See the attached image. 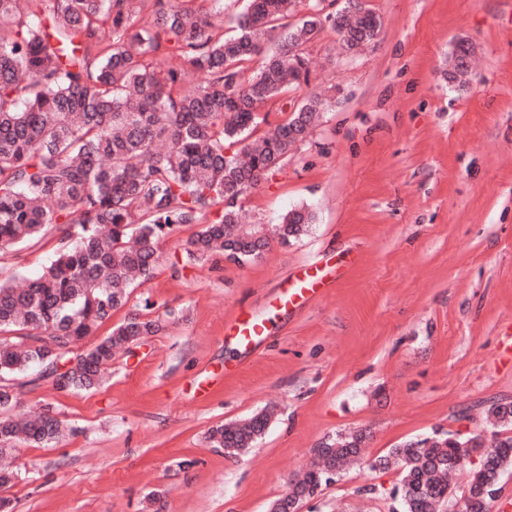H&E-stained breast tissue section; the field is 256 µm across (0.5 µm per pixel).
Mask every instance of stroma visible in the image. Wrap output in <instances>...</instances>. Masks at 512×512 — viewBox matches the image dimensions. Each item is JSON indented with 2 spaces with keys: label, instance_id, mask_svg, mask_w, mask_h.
Instances as JSON below:
<instances>
[{
  "label": "stroma",
  "instance_id": "35a3bbf8",
  "mask_svg": "<svg viewBox=\"0 0 512 512\" xmlns=\"http://www.w3.org/2000/svg\"><path fill=\"white\" fill-rule=\"evenodd\" d=\"M378 43L343 56L324 31L307 92L331 107L308 141L240 201L246 226L308 206L315 222L241 266L217 257L174 271L197 225L164 240L134 289L167 324L115 354L104 383L23 387L21 412L53 405L78 435L18 446L13 512H269L336 434L366 430L364 460L302 512H389L397 469L369 459L435 431L491 439L512 402V0H367ZM477 46L466 86L448 81L458 38ZM61 231L0 256V280L36 277ZM334 265L325 294L273 317L251 348L224 327L264 317L283 282ZM267 411L265 434L228 456L210 429Z\"/></svg>",
  "mask_w": 512,
  "mask_h": 512
}]
</instances>
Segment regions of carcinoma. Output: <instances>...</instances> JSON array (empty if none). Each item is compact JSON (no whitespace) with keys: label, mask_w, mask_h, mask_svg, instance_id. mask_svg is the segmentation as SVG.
Wrapping results in <instances>:
<instances>
[{"label":"carcinoma","mask_w":512,"mask_h":512,"mask_svg":"<svg viewBox=\"0 0 512 512\" xmlns=\"http://www.w3.org/2000/svg\"><path fill=\"white\" fill-rule=\"evenodd\" d=\"M222 0H0V254L63 228L56 258L18 285L0 281V453L59 442L65 426L52 406L20 420L29 372L37 380L70 365L59 388L99 387L112 354L157 334L161 322L138 311L90 348L78 341L129 300L160 263L177 228L199 224L186 261L224 252L253 261L269 237L286 243L314 222L302 206L273 234L239 224L245 192L280 168L329 104L309 94L288 112V90L308 84L307 47L325 29L343 50L377 43L382 22L367 4L352 13L336 0H247L224 33ZM303 14L294 25L290 19ZM476 46L459 39L448 57L462 87ZM197 81L189 85L187 74ZM268 111H262L263 107ZM286 117L258 134L271 113ZM220 203L217 218L209 209ZM490 441L436 433L406 441L370 463L401 469L390 512H455L448 475L478 451L465 512L484 503L512 468V403H496ZM267 412L212 428L214 446L237 456L253 447ZM366 434H339L317 450L304 479L282 499L309 500L360 456Z\"/></svg>","instance_id":"obj_1"}]
</instances>
